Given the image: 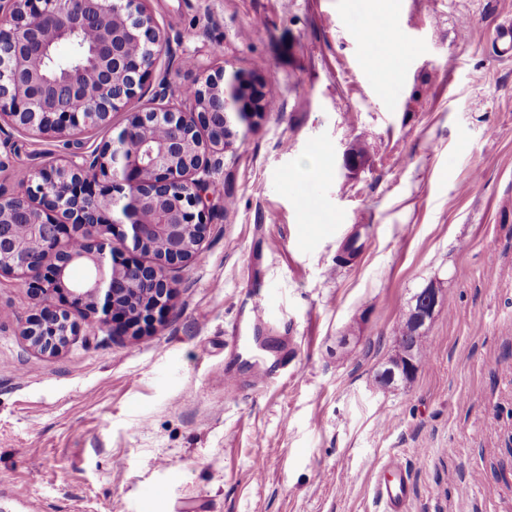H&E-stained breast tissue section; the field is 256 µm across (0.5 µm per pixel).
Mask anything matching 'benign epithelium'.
<instances>
[{"instance_id":"7a95c632","label":"benign epithelium","mask_w":512,"mask_h":512,"mask_svg":"<svg viewBox=\"0 0 512 512\" xmlns=\"http://www.w3.org/2000/svg\"><path fill=\"white\" fill-rule=\"evenodd\" d=\"M71 33L91 34L96 80L77 64L66 77L46 80L51 48ZM163 43L144 0H0L1 118L68 138L129 111L127 125L102 149L30 170L17 192H0V274L33 278L30 292L43 306L21 335L42 353L58 352L77 335L72 308L102 311L99 327L108 332L114 323L130 330L167 313L168 271L205 238L215 168L208 154L232 149L238 128L251 127L265 110L252 80L222 69L197 80L189 119L182 111L133 109ZM64 237L79 245L60 248ZM115 237L133 253L153 254L154 262L107 253ZM51 255L54 262L44 265ZM76 264L88 271L71 284ZM55 298L61 306L48 305ZM414 302L421 334L439 289L429 283ZM395 342L384 387L419 370L409 342Z\"/></svg>"}]
</instances>
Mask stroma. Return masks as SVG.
Masks as SVG:
<instances>
[{
    "label": "stroma",
    "mask_w": 512,
    "mask_h": 512,
    "mask_svg": "<svg viewBox=\"0 0 512 512\" xmlns=\"http://www.w3.org/2000/svg\"><path fill=\"white\" fill-rule=\"evenodd\" d=\"M146 0L166 43L136 102L188 111L202 69L259 77L267 109L211 175L201 249L140 331L75 310L55 355L0 276V512H379L378 469L411 471L410 512H512V0ZM0 123V189L110 142ZM364 147L365 161L345 167ZM361 250L336 257L351 236ZM428 360L375 376L428 283ZM282 315L250 387L233 323L256 289ZM247 385L224 400V365Z\"/></svg>",
    "instance_id": "35a3bbf8"
}]
</instances>
